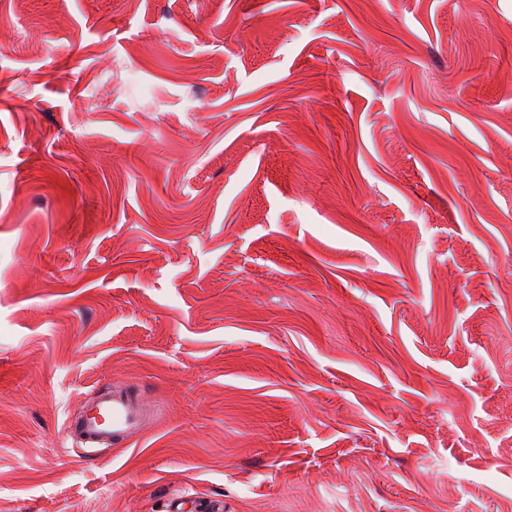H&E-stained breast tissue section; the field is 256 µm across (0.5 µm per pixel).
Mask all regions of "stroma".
Listing matches in <instances>:
<instances>
[{
	"mask_svg": "<svg viewBox=\"0 0 512 512\" xmlns=\"http://www.w3.org/2000/svg\"><path fill=\"white\" fill-rule=\"evenodd\" d=\"M177 497L512 512V0H0V512ZM148 406L142 389L131 385L106 387L68 421L69 432L84 448L106 450L124 443L143 427Z\"/></svg>",
	"mask_w": 512,
	"mask_h": 512,
	"instance_id": "1",
	"label": "stroma"
}]
</instances>
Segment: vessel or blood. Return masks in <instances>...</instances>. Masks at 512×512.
<instances>
[{
    "label": "vessel or blood",
    "mask_w": 512,
    "mask_h": 512,
    "mask_svg": "<svg viewBox=\"0 0 512 512\" xmlns=\"http://www.w3.org/2000/svg\"><path fill=\"white\" fill-rule=\"evenodd\" d=\"M148 407L144 392L131 385L106 387L69 420L70 434L80 446L102 451L124 443L139 431Z\"/></svg>",
    "instance_id": "1"
}]
</instances>
